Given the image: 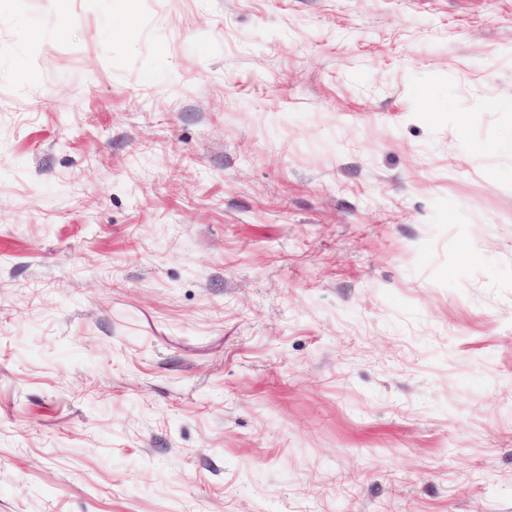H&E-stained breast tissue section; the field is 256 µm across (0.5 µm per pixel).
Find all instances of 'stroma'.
<instances>
[{
	"instance_id": "obj_1",
	"label": "stroma",
	"mask_w": 512,
	"mask_h": 512,
	"mask_svg": "<svg viewBox=\"0 0 512 512\" xmlns=\"http://www.w3.org/2000/svg\"><path fill=\"white\" fill-rule=\"evenodd\" d=\"M0 512H512V0H0Z\"/></svg>"
}]
</instances>
